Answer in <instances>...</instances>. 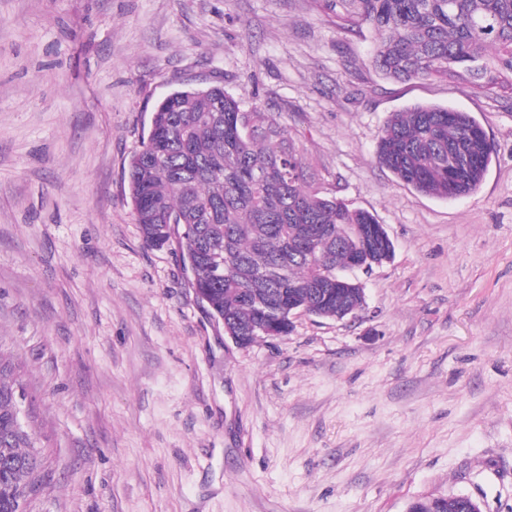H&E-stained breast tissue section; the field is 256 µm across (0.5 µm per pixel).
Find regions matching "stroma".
Returning a JSON list of instances; mask_svg holds the SVG:
<instances>
[{
	"mask_svg": "<svg viewBox=\"0 0 512 512\" xmlns=\"http://www.w3.org/2000/svg\"><path fill=\"white\" fill-rule=\"evenodd\" d=\"M314 0H0V354L45 473L27 512H512V104L371 64ZM220 85L288 130L311 183L391 259L363 310L238 348L174 247L145 243L127 162L155 105ZM469 113L479 188L424 195L375 155L390 113ZM448 497V496H446ZM446 497H422L409 503L407 512H467L464 509H448Z\"/></svg>",
	"mask_w": 512,
	"mask_h": 512,
	"instance_id": "1",
	"label": "stroma"
}]
</instances>
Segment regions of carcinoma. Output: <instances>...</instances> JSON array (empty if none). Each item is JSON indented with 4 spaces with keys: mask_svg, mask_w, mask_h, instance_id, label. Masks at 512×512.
<instances>
[{
    "mask_svg": "<svg viewBox=\"0 0 512 512\" xmlns=\"http://www.w3.org/2000/svg\"><path fill=\"white\" fill-rule=\"evenodd\" d=\"M336 26L367 25L374 67L396 81L453 78L512 91V0H319ZM466 158L459 175L449 153ZM493 146L468 113L414 105L387 118L376 157L398 179L436 198L481 184ZM134 216L146 243L177 245L208 314L243 336L268 324L288 334V298L315 314L361 307L336 287L354 239L349 224L373 214L311 188L288 131L256 107L241 110L221 87L172 92L155 106L147 138L128 162ZM23 382L0 356V512L17 488L34 493L41 460L15 396ZM407 512H466L422 497Z\"/></svg>",
    "mask_w": 512,
    "mask_h": 512,
    "instance_id": "cac0c4a2",
    "label": "carcinoma"
}]
</instances>
